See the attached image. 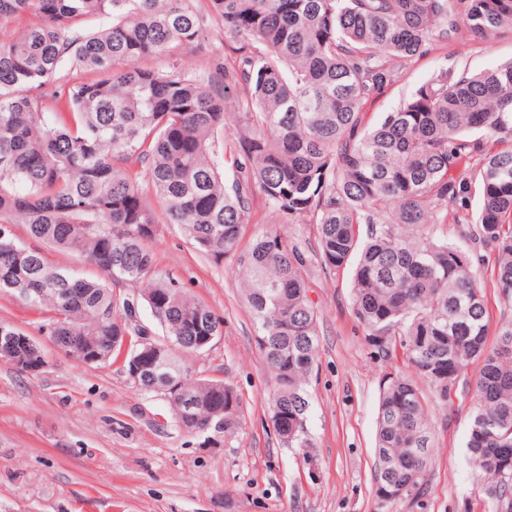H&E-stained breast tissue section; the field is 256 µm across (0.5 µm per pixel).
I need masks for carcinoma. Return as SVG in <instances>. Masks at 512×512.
<instances>
[{
	"instance_id": "cac0c4a2",
	"label": "carcinoma",
	"mask_w": 512,
	"mask_h": 512,
	"mask_svg": "<svg viewBox=\"0 0 512 512\" xmlns=\"http://www.w3.org/2000/svg\"><path fill=\"white\" fill-rule=\"evenodd\" d=\"M0 0V293L45 317L59 349L90 345L98 366L145 354L140 389L169 375L194 399L181 429L212 440L237 433L234 387L190 357L224 321L157 267L159 224H179L215 263L235 261L270 374V419L282 443L307 448L309 379L318 360L307 260L269 230L241 247L258 190L274 212L318 232L325 272L351 269L365 342L393 366L379 384L374 496L403 488L419 505L432 462L431 406L452 411L472 393L465 447L492 512H512V316L488 346L485 291L473 256L493 254L503 312L512 313V61L472 73L446 68L365 127L366 105L433 43L512 33V0ZM28 16L24 27L15 20ZM112 17L97 31L89 20ZM238 44L224 85L182 63L145 62L199 47L212 23ZM122 61L125 66L115 67ZM90 80L61 82L62 64ZM236 117L235 176L224 174V131ZM459 243L437 235L470 207ZM456 208L453 213L448 207ZM96 267L87 278L15 240L9 225ZM149 309L162 337L128 326V303ZM149 337L145 343L140 336ZM478 374L468 380V370Z\"/></svg>"
}]
</instances>
